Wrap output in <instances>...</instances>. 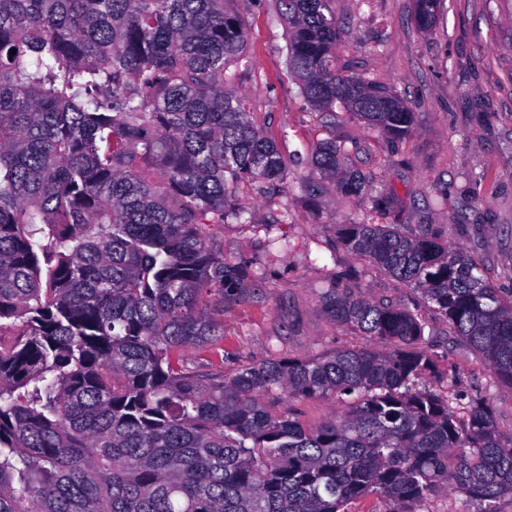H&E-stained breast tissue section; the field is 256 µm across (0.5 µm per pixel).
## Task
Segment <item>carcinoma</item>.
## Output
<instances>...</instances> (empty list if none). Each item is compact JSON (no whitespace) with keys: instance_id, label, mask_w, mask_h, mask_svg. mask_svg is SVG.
<instances>
[{"instance_id":"carcinoma-1","label":"carcinoma","mask_w":512,"mask_h":512,"mask_svg":"<svg viewBox=\"0 0 512 512\" xmlns=\"http://www.w3.org/2000/svg\"><path fill=\"white\" fill-rule=\"evenodd\" d=\"M440 0H416L433 27ZM303 97L391 144L414 113L336 68L330 0H274ZM247 39L226 0H0V512H348L437 490L473 512L512 496V437L490 395L460 403L410 309L331 284L336 325L391 349L270 354L232 372L177 353L224 339V307L267 298L212 225L247 213L245 182L281 184L284 156L250 120L229 65ZM16 53H11V50ZM343 146L311 162L366 215L337 225L350 254L420 291L512 386V289L427 224H376L394 194ZM346 404L315 427L285 400Z\"/></svg>"}]
</instances>
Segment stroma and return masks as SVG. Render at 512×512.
Instances as JSON below:
<instances>
[{"label": "stroma", "mask_w": 512, "mask_h": 512, "mask_svg": "<svg viewBox=\"0 0 512 512\" xmlns=\"http://www.w3.org/2000/svg\"><path fill=\"white\" fill-rule=\"evenodd\" d=\"M347 34L336 48L339 67L396 90L415 114L413 133L397 146L359 116L339 109L325 125L285 66L284 27L271 0H230L248 27L245 60L231 66L233 86L254 124L287 161V178L273 191L240 188L255 220H229L214 234L227 261L267 270L268 298L224 311V340L188 348L187 364L202 361L231 370L270 353L301 358L340 348H370L358 330L329 322L321 288L357 270L349 288L376 301L408 306L438 331L442 364L460 371L464 397L488 389L500 431L512 435V388L498 384L473 352L444 336L441 318L419 293L344 249L333 248L335 227L361 221L363 199L345 196L337 180L319 178L309 157L325 140L344 145V169L375 173L403 211L381 216L391 224H429L449 247L474 253L490 282L512 286V0H443L431 30L414 22L415 0H332ZM319 180L317 197L305 182ZM287 223H275L281 210Z\"/></svg>", "instance_id": "obj_1"}]
</instances>
